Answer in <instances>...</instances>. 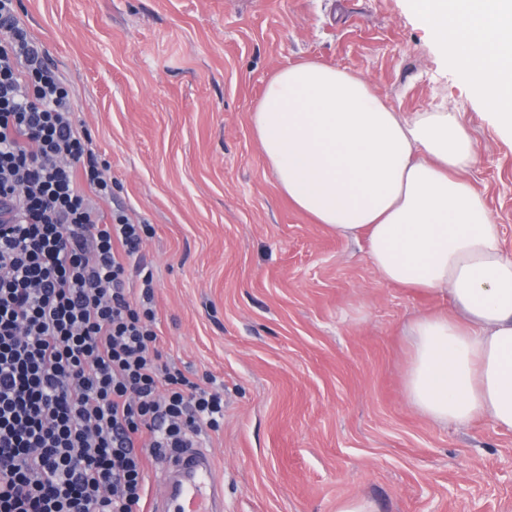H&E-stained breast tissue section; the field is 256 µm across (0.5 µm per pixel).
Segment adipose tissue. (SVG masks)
Returning a JSON list of instances; mask_svg holds the SVG:
<instances>
[{
  "label": "adipose tissue",
  "mask_w": 512,
  "mask_h": 512,
  "mask_svg": "<svg viewBox=\"0 0 512 512\" xmlns=\"http://www.w3.org/2000/svg\"><path fill=\"white\" fill-rule=\"evenodd\" d=\"M499 126L512 133V0H409ZM282 193L364 241L380 281L449 299L406 328L404 388L435 423L512 430V256L467 179L458 113L389 109L363 78L316 61L278 71L251 117Z\"/></svg>",
  "instance_id": "ef3b65f1"
}]
</instances>
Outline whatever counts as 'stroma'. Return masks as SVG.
<instances>
[{"label":"stroma","instance_id":"stroma-1","mask_svg":"<svg viewBox=\"0 0 512 512\" xmlns=\"http://www.w3.org/2000/svg\"><path fill=\"white\" fill-rule=\"evenodd\" d=\"M110 163L108 207L151 224L164 353L213 374L224 512H512V431L421 418L406 324L442 309L383 284L364 248L281 192L251 114L270 77L322 62L397 112L462 114L468 179L512 254V137L408 0H18Z\"/></svg>","mask_w":512,"mask_h":512}]
</instances>
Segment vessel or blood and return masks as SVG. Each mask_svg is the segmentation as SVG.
<instances>
[{"mask_svg":"<svg viewBox=\"0 0 512 512\" xmlns=\"http://www.w3.org/2000/svg\"><path fill=\"white\" fill-rule=\"evenodd\" d=\"M158 481L163 493L153 512H223L224 487L206 452L187 448L174 454Z\"/></svg>","mask_w":512,"mask_h":512,"instance_id":"b4317fda","label":"vessel or blood"}]
</instances>
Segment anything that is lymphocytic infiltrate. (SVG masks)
Returning <instances> with one entry per match:
<instances>
[{"label": "lymphocytic infiltrate", "mask_w": 512, "mask_h": 512, "mask_svg": "<svg viewBox=\"0 0 512 512\" xmlns=\"http://www.w3.org/2000/svg\"><path fill=\"white\" fill-rule=\"evenodd\" d=\"M0 0V512H143L146 464L224 425L160 349L151 225Z\"/></svg>", "instance_id": "obj_1"}]
</instances>
